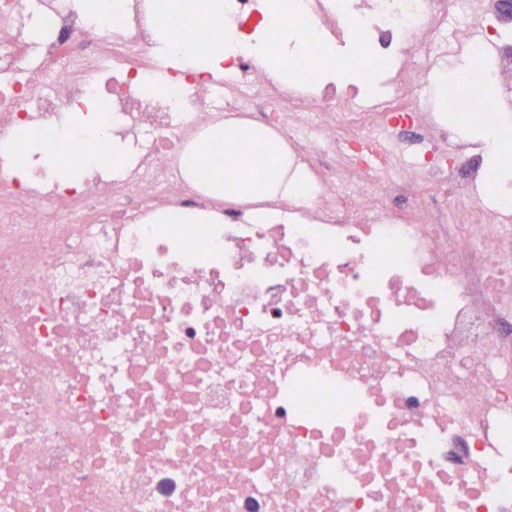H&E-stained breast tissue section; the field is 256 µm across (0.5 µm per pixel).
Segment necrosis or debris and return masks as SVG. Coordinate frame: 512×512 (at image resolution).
I'll list each match as a JSON object with an SVG mask.
<instances>
[{
	"label": "necrosis or debris",
	"instance_id": "necrosis-or-debris-1",
	"mask_svg": "<svg viewBox=\"0 0 512 512\" xmlns=\"http://www.w3.org/2000/svg\"><path fill=\"white\" fill-rule=\"evenodd\" d=\"M152 3L0 0V512H512V185L479 194L420 79L472 54L511 144L512 27L354 0L374 91L239 54L163 92ZM85 108L103 135L64 136ZM239 120L307 200L214 193Z\"/></svg>",
	"mask_w": 512,
	"mask_h": 512
}]
</instances>
